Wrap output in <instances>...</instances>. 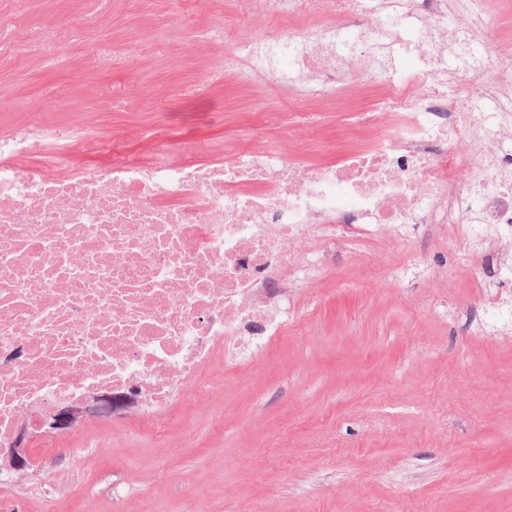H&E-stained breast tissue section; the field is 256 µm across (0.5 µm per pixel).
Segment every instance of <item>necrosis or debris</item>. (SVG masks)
<instances>
[{"label":"necrosis or debris","instance_id":"necrosis-or-debris-1","mask_svg":"<svg viewBox=\"0 0 512 512\" xmlns=\"http://www.w3.org/2000/svg\"><path fill=\"white\" fill-rule=\"evenodd\" d=\"M479 26L458 29L467 48L498 44L449 74L443 43L448 0H223L226 47L214 76L243 87L275 59L316 75L320 101L346 87L374 92L377 108L354 114L355 146L321 159L313 113L285 121L309 143L301 156L280 138L246 132L229 158L197 142L145 132L148 155L104 166L78 164L104 150L112 131L97 113L43 122L50 87L27 93L21 124L0 121V448L38 405L112 392L135 395L116 414L132 432L166 446L186 405L234 373L245 352L268 353L297 317L286 297L308 245L369 254L388 236L406 254L413 238L449 225L448 241L469 256L484 225L512 237V41L499 38L488 0H468ZM132 54L161 56L178 45L190 60L211 43L209 26L186 27L178 11L155 12ZM408 23L420 63L392 78L393 60L365 66L362 46ZM268 29L264 43L251 30ZM65 17L25 30L0 22V63L38 46L62 68ZM490 151L466 153V143Z\"/></svg>","mask_w":512,"mask_h":512}]
</instances>
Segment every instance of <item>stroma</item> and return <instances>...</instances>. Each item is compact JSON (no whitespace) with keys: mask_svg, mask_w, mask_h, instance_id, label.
Instances as JSON below:
<instances>
[{"mask_svg":"<svg viewBox=\"0 0 512 512\" xmlns=\"http://www.w3.org/2000/svg\"><path fill=\"white\" fill-rule=\"evenodd\" d=\"M95 8L96 32L63 45L68 69H49L35 53L0 67V121L23 122L29 88L46 84L70 103L65 112L45 107L46 120L95 112L112 127L111 149L82 156L83 164L140 156L148 149L141 130L156 123L168 137L232 152L254 92L279 100L293 76L278 61L253 91L211 78L217 46L190 62L173 49L127 67L92 63L101 46L124 48L148 24L139 0H34L30 16L77 19ZM139 79L163 95L124 110L113 95ZM363 99L322 105L331 151L351 146ZM426 248L430 259L419 262L381 242L377 274L348 254L312 273L291 299L302 320L268 356L234 375L213 372L210 395L186 409L168 447L92 415L99 443L74 441L10 493L26 505L57 495L61 512H140L148 499L160 512L226 502L238 512L257 503L267 512H512V319L474 285L485 258L512 257V243L489 234L467 265L444 236ZM218 411L224 431L207 434Z\"/></svg>","mask_w":512,"mask_h":512,"instance_id":"obj_1","label":"stroma"}]
</instances>
